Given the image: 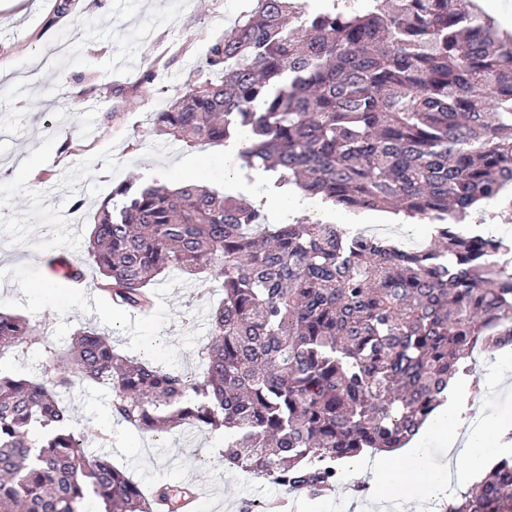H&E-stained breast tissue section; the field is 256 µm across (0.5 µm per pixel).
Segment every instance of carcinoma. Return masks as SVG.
I'll list each match as a JSON object with an SVG mask.
<instances>
[{"instance_id":"cac0c4a2","label":"carcinoma","mask_w":512,"mask_h":512,"mask_svg":"<svg viewBox=\"0 0 512 512\" xmlns=\"http://www.w3.org/2000/svg\"><path fill=\"white\" fill-rule=\"evenodd\" d=\"M365 2L253 0L155 125L188 146L246 133L244 168L273 188L427 220L438 245L308 215L270 224L264 204L195 183H119L69 281L91 267L105 297L144 314L166 271L222 278L205 376L132 359L86 326L57 347L41 322L0 311V358L41 353L30 379L0 368V512H177L193 494L144 489L108 433L75 429L67 398L84 386L110 390L117 424L221 431L229 464L316 495L345 460L409 441L449 382L476 373L477 346L512 340V243L459 229L481 201L512 212V38L457 0ZM446 512H512V458Z\"/></svg>"}]
</instances>
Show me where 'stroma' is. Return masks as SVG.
<instances>
[{
    "label": "stroma",
    "instance_id": "35a3bbf8",
    "mask_svg": "<svg viewBox=\"0 0 512 512\" xmlns=\"http://www.w3.org/2000/svg\"><path fill=\"white\" fill-rule=\"evenodd\" d=\"M252 0H0V310L43 320L54 345L90 326L111 336L122 354L171 365L199 380L198 355L207 341L208 315L224 297L209 274L174 271L156 282L149 314L121 313L106 298L89 306L94 286L73 294L52 266L82 251L91 222L113 186L129 179L159 180L176 187L199 182L230 195L262 200L266 191L242 178L227 185V172L241 168L240 156L220 146H186L156 132L161 111L203 62L208 47ZM154 71L152 86L139 85ZM74 96L55 97L57 87ZM35 174L23 178L21 167ZM79 223H61L75 200ZM347 229H381L405 248L427 245L428 224H383L374 211L328 212ZM56 290L53 308H42L33 291ZM104 388L76 391L73 424L94 426L107 415ZM220 433L177 429L162 436L117 425L112 457L141 484H188L201 496V512H239L244 503L262 505L287 498L284 512H367L349 499L344 485L312 499L254 478L225 464Z\"/></svg>",
    "mask_w": 512,
    "mask_h": 512
}]
</instances>
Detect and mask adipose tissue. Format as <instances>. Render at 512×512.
Here are the masks:
<instances>
[{
    "label": "adipose tissue",
    "instance_id": "ef3b65f1",
    "mask_svg": "<svg viewBox=\"0 0 512 512\" xmlns=\"http://www.w3.org/2000/svg\"><path fill=\"white\" fill-rule=\"evenodd\" d=\"M463 394L450 388L448 399L425 421L420 433L404 447L378 456L367 464L359 458L345 462L349 483L360 486V495L368 502L413 501L435 499L446 494L449 478L466 482L481 478L501 458L512 455V415L485 411L471 420L461 417ZM468 432L464 449H457L459 428ZM456 448L454 466L434 464L426 440Z\"/></svg>",
    "mask_w": 512,
    "mask_h": 512
}]
</instances>
